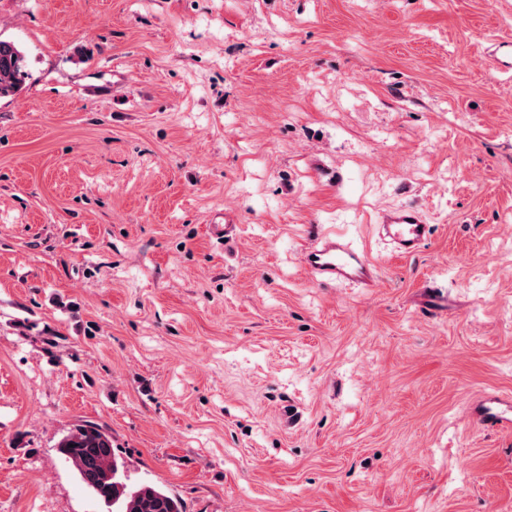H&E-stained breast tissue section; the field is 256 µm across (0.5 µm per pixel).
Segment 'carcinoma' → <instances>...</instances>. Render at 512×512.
Segmentation results:
<instances>
[{
    "mask_svg": "<svg viewBox=\"0 0 512 512\" xmlns=\"http://www.w3.org/2000/svg\"><path fill=\"white\" fill-rule=\"evenodd\" d=\"M26 57L12 40L0 38V99L19 91L26 75ZM64 461L76 471L81 484L115 512H183L180 500L155 485L128 484L126 466L118 460L111 435L101 426L84 422L74 426L58 443Z\"/></svg>",
    "mask_w": 512,
    "mask_h": 512,
    "instance_id": "obj_1",
    "label": "carcinoma"
}]
</instances>
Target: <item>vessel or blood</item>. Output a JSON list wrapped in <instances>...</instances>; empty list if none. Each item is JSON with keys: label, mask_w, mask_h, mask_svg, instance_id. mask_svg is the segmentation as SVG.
Wrapping results in <instances>:
<instances>
[{"label": "vessel or blood", "mask_w": 512, "mask_h": 512, "mask_svg": "<svg viewBox=\"0 0 512 512\" xmlns=\"http://www.w3.org/2000/svg\"><path fill=\"white\" fill-rule=\"evenodd\" d=\"M380 227L395 252L413 255L420 251L429 236L430 226L422 213L404 207L383 214ZM306 269L321 284L341 286L353 284L360 288L377 287L379 270L362 252L340 236L325 234L306 249ZM477 418L495 431L512 428V394L503 392L476 401Z\"/></svg>", "instance_id": "b4317fda"}]
</instances>
